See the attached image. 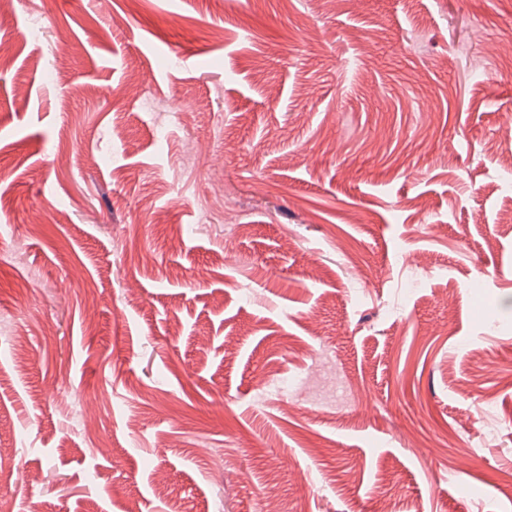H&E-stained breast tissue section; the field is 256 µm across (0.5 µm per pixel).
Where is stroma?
Instances as JSON below:
<instances>
[{"instance_id":"stroma-1","label":"stroma","mask_w":512,"mask_h":512,"mask_svg":"<svg viewBox=\"0 0 512 512\" xmlns=\"http://www.w3.org/2000/svg\"><path fill=\"white\" fill-rule=\"evenodd\" d=\"M12 11L0 499L512 512V0ZM277 387L283 391H297L302 387L318 388L321 392L330 394L336 393V387L339 386L335 375L328 368H321L317 372H312L310 375L291 378L288 381L274 379Z\"/></svg>"}]
</instances>
